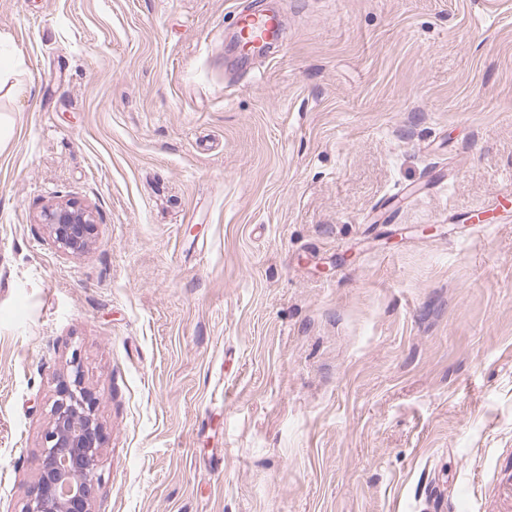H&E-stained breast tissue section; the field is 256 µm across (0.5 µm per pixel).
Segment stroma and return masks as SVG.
<instances>
[{"instance_id":"obj_1","label":"stroma","mask_w":512,"mask_h":512,"mask_svg":"<svg viewBox=\"0 0 512 512\" xmlns=\"http://www.w3.org/2000/svg\"><path fill=\"white\" fill-rule=\"evenodd\" d=\"M234 2L0 0V512L75 355L93 512H512V0ZM238 25L240 28V32L248 31L251 27H255L257 30V41L258 43L245 42L239 37V43L242 46V50L244 52H248L250 50L255 51L257 49L262 48V44L259 42H264L271 35L272 31V19L271 16L268 15L264 9H261L260 6H250L248 8L238 9ZM39 223L48 227L56 245L68 253H80L86 249L96 224L91 208L74 199L46 205Z\"/></svg>"}]
</instances>
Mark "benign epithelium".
I'll use <instances>...</instances> for the list:
<instances>
[{
	"label": "benign epithelium",
	"mask_w": 512,
	"mask_h": 512,
	"mask_svg": "<svg viewBox=\"0 0 512 512\" xmlns=\"http://www.w3.org/2000/svg\"><path fill=\"white\" fill-rule=\"evenodd\" d=\"M40 223L48 227L61 250L80 253L88 246L95 215L84 203L68 199L46 205ZM70 367L51 406L37 483L23 512H93L103 431L96 397L82 379L80 359L72 357Z\"/></svg>",
	"instance_id": "benign-epithelium-1"
}]
</instances>
